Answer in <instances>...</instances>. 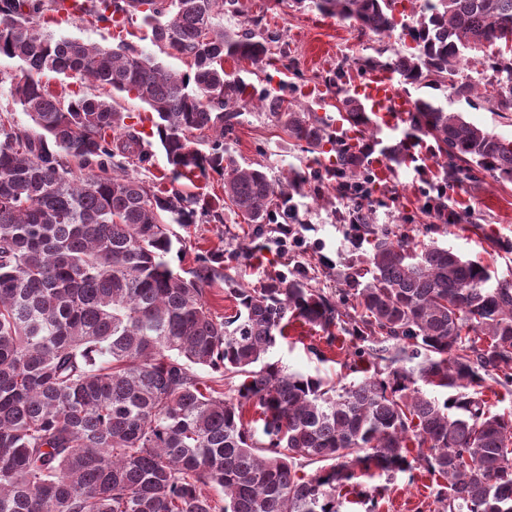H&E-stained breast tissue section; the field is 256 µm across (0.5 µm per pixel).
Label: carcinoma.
<instances>
[{
	"instance_id": "cac0c4a2",
	"label": "carcinoma",
	"mask_w": 512,
	"mask_h": 512,
	"mask_svg": "<svg viewBox=\"0 0 512 512\" xmlns=\"http://www.w3.org/2000/svg\"><path fill=\"white\" fill-rule=\"evenodd\" d=\"M294 2L410 40L360 58L358 70L512 112V0H421L408 21L396 16L401 0ZM63 10V0H0V60L19 68L0 71V83L32 124L0 116V512H340L358 478L412 482L419 469L439 481L441 512H512V413L483 396L488 380L512 385V282L491 284L486 267L433 238L468 222L448 190L477 172L512 181V140L423 97L398 142L370 140L372 112L341 87L356 142L337 137L287 85L258 88L224 71L226 57L269 65L279 43L216 22L237 0H98L85 10L98 22L141 19L191 74L127 45L57 35L45 16ZM486 47L492 75L460 77L467 54ZM49 73L135 94L155 114L171 182L222 175L251 234L198 258L191 277L175 273L173 225L221 222L220 204L130 175L151 163L138 133L110 100L53 92ZM249 105L335 160L276 180L238 163L224 138ZM427 138L438 172L420 195L437 223L414 244L416 228L374 222L370 156L400 167ZM330 180L353 202L339 221L360 251L336 271V297L300 262L258 288L222 272L251 260L278 219L297 220L294 193L306 185L318 197ZM219 279L234 301L224 316L203 296ZM292 319L329 347L349 336L352 355L385 367L349 383L287 372L267 355ZM250 406L258 418L247 421ZM305 463L320 467L301 475Z\"/></svg>"
}]
</instances>
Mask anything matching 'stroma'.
Wrapping results in <instances>:
<instances>
[{
    "mask_svg": "<svg viewBox=\"0 0 512 512\" xmlns=\"http://www.w3.org/2000/svg\"><path fill=\"white\" fill-rule=\"evenodd\" d=\"M239 13L225 17L224 25L240 26L259 23L262 30L280 35L282 44L293 60L292 68L267 67L265 72L252 73L246 61L225 60L224 69L239 74L248 83L264 85L266 77L287 84L289 93L301 105L311 106L323 117L336 115V94L328 81L338 68H345L349 80L360 79L355 58L369 55L376 47L389 50L403 49L398 36L365 33L356 26L323 15L295 0H239ZM56 34L77 37L89 43L115 48L127 42L144 53L160 56L161 50L150 39L149 30L133 22L125 30L118 31L104 22L63 20L54 25ZM412 97L436 98L447 111L462 113L463 117L488 132L512 137V112H495L487 104L475 106L459 101L450 89L421 88L412 90ZM117 107L129 114L135 129L139 131L146 149L152 154L149 168H130L129 173L150 181L169 175L170 166L166 155L153 133V114L138 99L119 95ZM225 144L239 163L264 166L270 175L276 176L288 169L305 170L315 166L314 154L295 146L287 134L274 125L261 111H250L241 118L234 135ZM425 180L418 164L412 163L395 172L380 173L374 185L375 198L381 199L376 209V221L380 224L431 223V216L423 213V201L418 189ZM449 195L457 208L467 210L471 221L452 224L439 243L467 259L480 261L487 266L493 278L512 281V181H496L487 176L468 180L450 190ZM299 222L292 225L290 233H276L274 240L266 242L256 260L247 265L231 268L232 277L244 286H258L264 276L273 270L283 269L288 260L300 262L325 259L330 265L342 266L350 258L351 245L346 229L335 216L347 202L334 199L325 203L310 192L295 195ZM242 225L232 212H225L223 222H201L189 228L188 251L170 254L172 268L186 272L195 267L196 255L220 252L236 245L242 235ZM318 335L309 326L294 324L288 339L279 340L270 351L269 360L278 362L287 371L338 380L344 376L345 362L351 361V343L342 339L339 347L329 351L326 359L311 354L308 343ZM373 485L382 489L379 499L380 512H438L436 485L428 474H418L416 479L407 475L376 477Z\"/></svg>",
    "mask_w": 512,
    "mask_h": 512,
    "instance_id": "obj_1",
    "label": "stroma"
}]
</instances>
